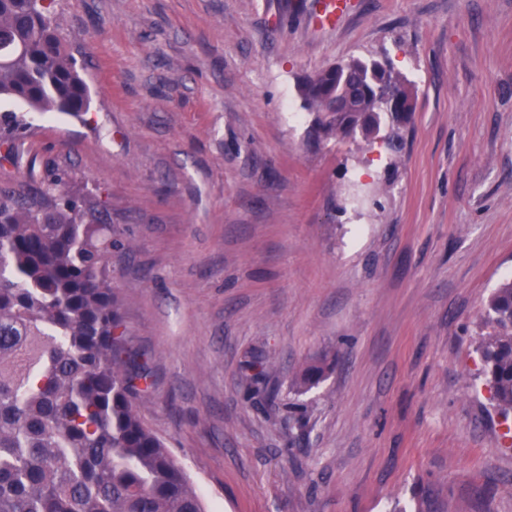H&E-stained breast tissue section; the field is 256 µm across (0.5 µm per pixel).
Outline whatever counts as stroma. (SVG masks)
<instances>
[{
  "label": "stroma",
  "instance_id": "35a3bbf8",
  "mask_svg": "<svg viewBox=\"0 0 512 512\" xmlns=\"http://www.w3.org/2000/svg\"><path fill=\"white\" fill-rule=\"evenodd\" d=\"M355 2L319 31L305 0H57L92 108L0 98V186L105 201L142 416L207 512H512L477 352L512 279V0ZM383 55L401 148L320 138L298 85Z\"/></svg>",
  "mask_w": 512,
  "mask_h": 512
}]
</instances>
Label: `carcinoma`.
I'll use <instances>...</instances> for the list:
<instances>
[{
    "mask_svg": "<svg viewBox=\"0 0 512 512\" xmlns=\"http://www.w3.org/2000/svg\"><path fill=\"white\" fill-rule=\"evenodd\" d=\"M54 0H0V97L82 115L91 91L51 20ZM354 57L298 86L325 138L375 119L400 141L409 113L360 97L377 81L411 99L387 61ZM106 205L58 173L0 188V512H206L184 467L145 424L152 386L112 288ZM480 346L490 402L512 414V282L488 302Z\"/></svg>",
    "mask_w": 512,
    "mask_h": 512,
    "instance_id": "carcinoma-1",
    "label": "carcinoma"
}]
</instances>
